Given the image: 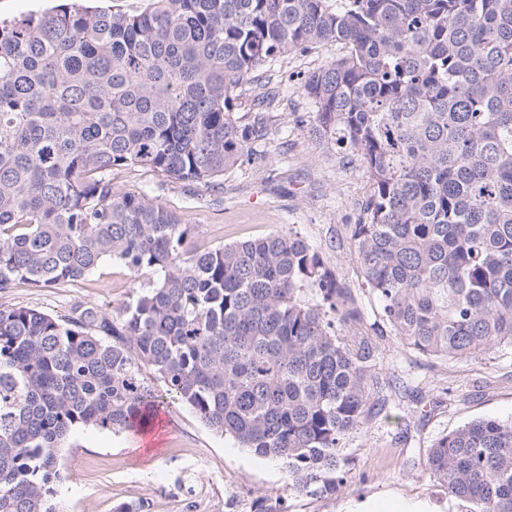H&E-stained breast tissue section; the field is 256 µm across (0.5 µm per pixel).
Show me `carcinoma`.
Here are the masks:
<instances>
[{
  "label": "carcinoma",
  "mask_w": 512,
  "mask_h": 512,
  "mask_svg": "<svg viewBox=\"0 0 512 512\" xmlns=\"http://www.w3.org/2000/svg\"><path fill=\"white\" fill-rule=\"evenodd\" d=\"M328 42L345 53L303 90L316 138L365 170L356 284L295 228L197 251L194 225L113 191L129 165L214 185L272 121L235 116L255 71ZM108 260L156 279L116 310L0 305V512H58L76 428L177 403L297 494L339 492L343 441L399 390L373 337L437 360L512 347V0H63L0 21V294ZM426 466L461 512H512V420L440 436Z\"/></svg>",
  "instance_id": "cac0c4a2"
}]
</instances>
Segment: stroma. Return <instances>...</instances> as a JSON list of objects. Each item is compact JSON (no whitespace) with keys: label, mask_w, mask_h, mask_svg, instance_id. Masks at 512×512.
<instances>
[{"label":"stroma","mask_w":512,"mask_h":512,"mask_svg":"<svg viewBox=\"0 0 512 512\" xmlns=\"http://www.w3.org/2000/svg\"><path fill=\"white\" fill-rule=\"evenodd\" d=\"M343 52L339 44L323 43L258 69L277 91L269 107L274 128L260 155L243 157L215 186L175 183L158 172L125 167L113 170V189L162 202L195 225L194 243L202 249L297 228L324 248L347 282H355L349 248L332 249L328 242L355 222L365 172L359 160L342 164L333 145L312 137L315 109L303 90L310 72ZM149 279L108 261L77 287L22 286L0 296V303L61 314L77 303L112 310ZM381 351L385 371L398 376L404 390L393 397L390 415L369 418L344 440L349 481L334 497L295 494L279 462L237 447L182 406L170 412L153 446L133 432L78 429L60 457L57 506L60 512H113L119 504L144 501L150 512H254L255 499L266 495L285 498L288 512H455L426 469V450L471 420L512 418V348L446 361L388 338Z\"/></svg>","instance_id":"1"}]
</instances>
